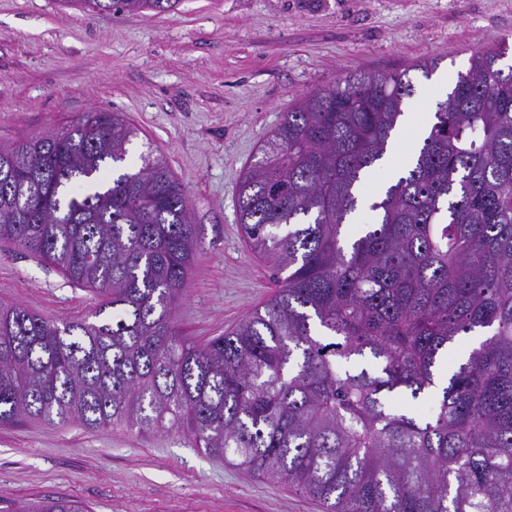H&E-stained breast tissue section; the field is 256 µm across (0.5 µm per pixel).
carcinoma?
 I'll return each mask as SVG.
<instances>
[{
    "label": "carcinoma",
    "instance_id": "cac0c4a2",
    "mask_svg": "<svg viewBox=\"0 0 512 512\" xmlns=\"http://www.w3.org/2000/svg\"><path fill=\"white\" fill-rule=\"evenodd\" d=\"M177 4L63 0L93 13ZM507 51L472 54L381 185L409 70L350 73L285 112L237 189L244 238L281 286L205 342L172 318L196 261L186 191L161 157L120 170L138 136L122 113L1 146L0 240L99 304L92 322L0 304V423L170 426L323 512H512ZM363 204L369 222L353 230ZM463 336L481 340L440 388ZM394 396L431 399L433 413L393 411Z\"/></svg>",
    "mask_w": 512,
    "mask_h": 512
}]
</instances>
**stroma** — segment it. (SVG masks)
<instances>
[{
  "label": "stroma",
  "mask_w": 512,
  "mask_h": 512,
  "mask_svg": "<svg viewBox=\"0 0 512 512\" xmlns=\"http://www.w3.org/2000/svg\"><path fill=\"white\" fill-rule=\"evenodd\" d=\"M504 41L512 45V0H180L170 11L121 14L0 0V144L85 112L124 113L139 130L129 165L160 153L188 193L197 257L173 319L203 342L278 288L241 234L236 192L283 113L350 72L409 70L415 94L383 179L412 157L471 54ZM427 59L438 62L428 78L414 68ZM0 303L67 320L97 306L5 241ZM44 498L86 512H321L286 484L189 447L174 428L0 425V512Z\"/></svg>",
  "instance_id": "obj_1"
}]
</instances>
